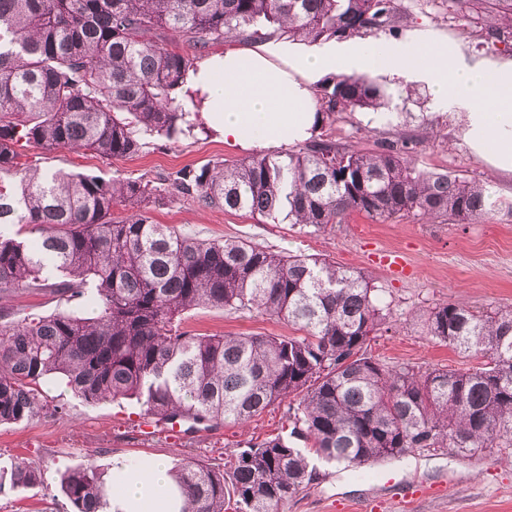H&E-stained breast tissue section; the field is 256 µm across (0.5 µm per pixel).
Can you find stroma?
Returning <instances> with one entry per match:
<instances>
[{"instance_id": "1", "label": "stroma", "mask_w": 512, "mask_h": 512, "mask_svg": "<svg viewBox=\"0 0 512 512\" xmlns=\"http://www.w3.org/2000/svg\"><path fill=\"white\" fill-rule=\"evenodd\" d=\"M408 7L399 38L417 31L432 32L455 46V63L475 65L512 59V41L492 48L477 46L469 35L467 10L444 13L440 0H402ZM389 107L374 119L360 112H339L323 128L337 142L373 146L395 138L423 120L432 132L416 146L417 167L490 182L501 200L512 202V171L494 168L480 158L462 136V126L438 110L427 84L420 80L387 83ZM45 170L93 172L112 178H144L161 182L185 167L216 161H241L248 150L200 131L172 141L150 137L138 156L108 161L89 152L33 151ZM151 219L203 240L245 239L276 252L313 255L348 269L362 271L383 290L391 311L387 327L371 337L367 352L389 365L420 370H465L476 361L448 345L423 336L414 324L419 311L445 301H464L472 310L512 307V217L497 212L478 224L428 221L409 215L374 222L354 214L345 223L309 233L288 223L266 224L243 212L200 206L189 197H160L151 203ZM403 260L392 273L382 264L389 253ZM184 325L202 335L246 334L294 336L296 326L255 313L197 308ZM41 393L48 404L64 405L56 416L30 423L0 426V512H71L60 489L67 469L91 464L112 470L115 458L160 457L176 464L191 457L214 467L247 443L287 436L293 428L288 401H277L250 422L214 427L183 422L179 431L154 425L134 399L92 404L75 397L64 382L44 380ZM36 462L43 481L34 486L13 484L11 473L21 461ZM317 475L280 505L277 512H512V448H492L464 456L443 450L415 452L384 461L383 479L369 468L344 469L315 460Z\"/></svg>"}]
</instances>
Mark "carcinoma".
Instances as JSON below:
<instances>
[{
    "label": "carcinoma",
    "mask_w": 512,
    "mask_h": 512,
    "mask_svg": "<svg viewBox=\"0 0 512 512\" xmlns=\"http://www.w3.org/2000/svg\"><path fill=\"white\" fill-rule=\"evenodd\" d=\"M473 26L481 46L512 38V0ZM398 0H0V292H45L66 309L0 322V425L55 415L41 382L59 375L86 402L136 398L156 421L206 426L250 421L295 398L292 434L327 461L360 468L416 451L512 447V308L475 312L443 302L417 315L422 334L468 358L466 371L387 366L364 345L390 309L366 273L242 240L204 241L156 224L151 198L190 196L269 224L316 231L357 213L376 222L418 214L474 224L502 208L488 182L418 169L411 137L372 149L315 138L298 150L185 168L163 189L132 178L49 172L25 151L67 149L107 159L138 155L144 137L170 140L196 123L179 97L196 58L233 40L313 45L396 31ZM385 85L337 73L318 89L317 121L389 105ZM124 207L116 221L112 209ZM97 312H83L85 290ZM257 312L302 336L194 335L188 311ZM302 449L277 436L219 469L174 468L185 512H275L311 478ZM41 480L33 462L13 482ZM60 488L72 512H106L102 473L79 466Z\"/></svg>",
    "instance_id": "obj_1"
}]
</instances>
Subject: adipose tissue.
<instances>
[{"instance_id":"ef3b65f1","label":"adipose tissue","mask_w":512,"mask_h":512,"mask_svg":"<svg viewBox=\"0 0 512 512\" xmlns=\"http://www.w3.org/2000/svg\"><path fill=\"white\" fill-rule=\"evenodd\" d=\"M454 46L418 33L334 42L277 57L228 49L200 60L185 88L199 99L207 132L245 149L294 146L315 128L313 85L336 72L422 79L439 106L464 111V136L495 168L512 171V60L453 65ZM107 512H185L187 495L164 459L117 460L105 487Z\"/></svg>"}]
</instances>
